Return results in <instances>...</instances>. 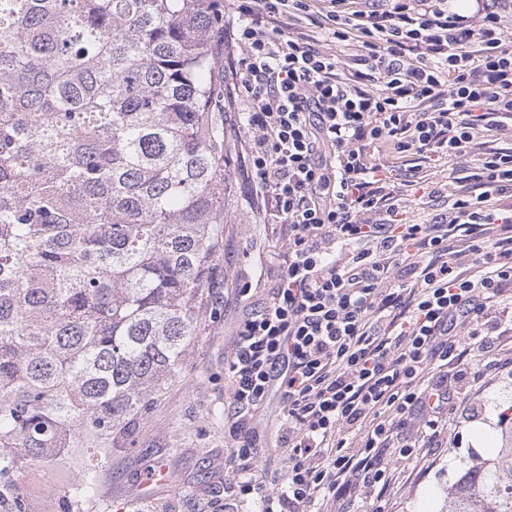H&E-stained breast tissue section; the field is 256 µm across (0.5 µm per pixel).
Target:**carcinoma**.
I'll return each mask as SVG.
<instances>
[{
    "label": "carcinoma",
    "mask_w": 512,
    "mask_h": 512,
    "mask_svg": "<svg viewBox=\"0 0 512 512\" xmlns=\"http://www.w3.org/2000/svg\"><path fill=\"white\" fill-rule=\"evenodd\" d=\"M215 0H0V512H92L201 332L233 184ZM448 512H512V427Z\"/></svg>",
    "instance_id": "cac0c4a2"
}]
</instances>
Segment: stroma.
Instances as JSON below:
<instances>
[{"mask_svg": "<svg viewBox=\"0 0 512 512\" xmlns=\"http://www.w3.org/2000/svg\"><path fill=\"white\" fill-rule=\"evenodd\" d=\"M234 192L231 207L238 221L224 227V284L211 289L202 308L203 331L189 350L180 378L160 402L135 424L130 450L113 455L114 476L105 482L103 512H221L222 490L234 477L231 409L224 388V360L230 355L234 331L244 304L237 290L251 282L252 303L262 302L276 284L281 241L268 234L259 213L250 210L251 186L240 157L230 162ZM477 156L436 155L433 161L396 162L389 190L400 204L406 224H431L448 212V196L461 187H475ZM434 189L435 197L423 194ZM496 326L487 342L473 341L463 361L431 364L427 377L447 385L451 401L437 416L439 445L426 447V418L415 414L397 433L384 464L391 478L380 505L383 512H443L448 492L464 469L493 455L499 446L504 409L512 405V297L487 303L477 329ZM505 369L473 384L471 374L493 360ZM281 407L270 398L258 413L262 447L259 474L280 466L276 421ZM408 445L414 452L401 456ZM167 470L164 483L144 480L155 465Z\"/></svg>", "mask_w": 512, "mask_h": 512, "instance_id": "stroma-1", "label": "stroma"}]
</instances>
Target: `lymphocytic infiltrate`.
I'll use <instances>...</instances> for the list:
<instances>
[{"instance_id": "lymphocytic-infiltrate-1", "label": "lymphocytic infiltrate", "mask_w": 512, "mask_h": 512, "mask_svg": "<svg viewBox=\"0 0 512 512\" xmlns=\"http://www.w3.org/2000/svg\"><path fill=\"white\" fill-rule=\"evenodd\" d=\"M224 45L253 205L282 242L277 285L237 323L224 361L236 476L224 506L311 512L327 494L389 486L382 455L413 410L430 429L450 401L425 376L462 356L458 327L512 289V237L490 243L487 202L512 199V151L481 153L478 191L446 219L371 224L394 213L388 158L459 154L512 122V39L499 0H235ZM349 46L348 63L334 48ZM467 238L475 270L448 261ZM351 248L348 262L338 252ZM409 282L390 288L392 266ZM278 392L279 491L258 474V411ZM361 431L350 448L342 430Z\"/></svg>"}]
</instances>
